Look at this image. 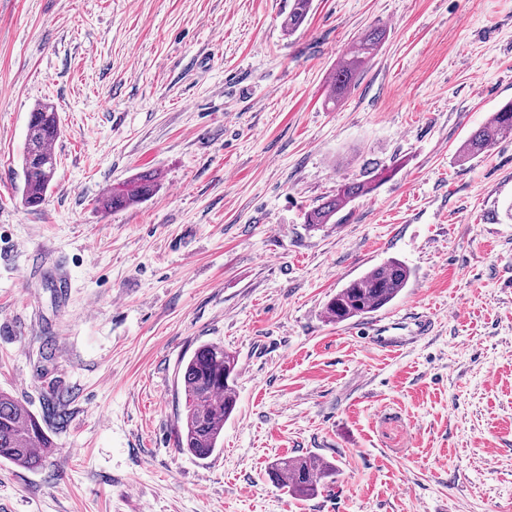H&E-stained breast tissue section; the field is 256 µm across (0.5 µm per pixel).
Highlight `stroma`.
Returning <instances> with one entry per match:
<instances>
[{
    "instance_id": "stroma-1",
    "label": "stroma",
    "mask_w": 512,
    "mask_h": 512,
    "mask_svg": "<svg viewBox=\"0 0 512 512\" xmlns=\"http://www.w3.org/2000/svg\"><path fill=\"white\" fill-rule=\"evenodd\" d=\"M0 0V389L34 415L43 469L0 460V512H512V138L461 160L512 101V0ZM386 36L326 102L365 30ZM53 103L58 166L24 206L29 115ZM155 173L112 211V186ZM371 182L336 224L310 208ZM411 271L381 310L325 304L388 259ZM70 288L59 298L57 274ZM397 351L363 331L409 313ZM238 359L224 441L178 452V365ZM336 468L289 496L268 468ZM288 15L283 21V27L288 35L296 32L307 19L311 8L312 0H289ZM158 184L151 173L140 174L121 186L108 190L103 197L104 207L112 210L125 209L133 204L150 198ZM269 475L290 495L312 497L334 482L336 468L315 455L282 457L271 464Z\"/></svg>"
}]
</instances>
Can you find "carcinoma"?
Segmentation results:
<instances>
[{"label":"carcinoma","mask_w":512,"mask_h":512,"mask_svg":"<svg viewBox=\"0 0 512 512\" xmlns=\"http://www.w3.org/2000/svg\"><path fill=\"white\" fill-rule=\"evenodd\" d=\"M312 0H289L283 21L286 32H296L307 19ZM385 38V30L371 28L362 33L336 64L330 83L328 102L334 104L355 84L363 67L376 54ZM59 135V117L54 107L42 104L30 113L21 165L24 179L23 201L39 207L54 179L57 158L52 144ZM512 137V101L494 112L488 122L472 131L459 148L463 160L475 159L497 142ZM158 184L150 173L106 192L102 203L112 210L125 209L151 197ZM366 182L343 185L332 198L304 214V223L314 227L336 222V215L350 202L368 193ZM410 270L397 260H388L349 282L327 303L329 320L340 323L380 310L391 303L406 287ZM235 356L217 343H201L179 364V379L184 397L183 425L177 448L196 459L212 455L221 444L224 421L236 409L233 388L237 374ZM43 418L67 421L64 396L52 392L44 404ZM51 447L50 438L38 419L21 401L0 392V459L30 470L44 467ZM269 475L292 496L312 497L333 481L336 467L315 455L282 457L275 460Z\"/></svg>","instance_id":"1"}]
</instances>
